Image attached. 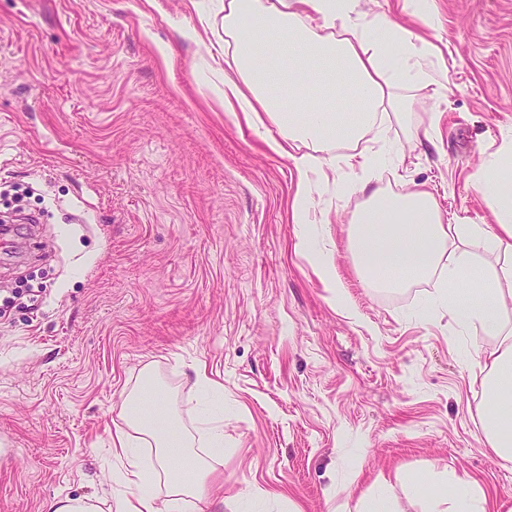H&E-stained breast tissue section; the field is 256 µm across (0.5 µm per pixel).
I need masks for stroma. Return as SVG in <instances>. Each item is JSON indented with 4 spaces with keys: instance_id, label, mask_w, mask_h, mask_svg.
<instances>
[{
    "instance_id": "35a3bbf8",
    "label": "stroma",
    "mask_w": 512,
    "mask_h": 512,
    "mask_svg": "<svg viewBox=\"0 0 512 512\" xmlns=\"http://www.w3.org/2000/svg\"><path fill=\"white\" fill-rule=\"evenodd\" d=\"M428 64L404 123L339 155L401 152L390 192L421 185L444 218L492 223L476 182L512 135V0H429ZM219 0H0V193L37 222L0 252V512H48L112 490L118 407L153 365L182 423L196 369L224 388V459L210 487L241 512H354L386 477L477 479L512 512V460L483 446L482 394L426 280L368 287L350 254L361 197L332 203L324 242L358 318L330 299L288 218L291 160L225 114ZM205 29L186 38V24Z\"/></svg>"
}]
</instances>
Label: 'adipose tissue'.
<instances>
[{
  "label": "adipose tissue",
  "instance_id": "1",
  "mask_svg": "<svg viewBox=\"0 0 512 512\" xmlns=\"http://www.w3.org/2000/svg\"><path fill=\"white\" fill-rule=\"evenodd\" d=\"M414 27L396 24L385 13L365 17L355 0H224V57L229 69L214 93L225 111L247 127H275L267 146L291 160L297 174L291 219L302 231L296 248L312 255L316 274L346 317L344 289L333 274L334 259L321 246L320 227L329 212L317 194L360 192L365 201L355 217L352 252L367 283L401 288L409 279H435L424 309L446 308L460 331L480 328L497 340L471 359L485 412L483 441L497 458L512 459V329L504 313L512 306V139L487 159L478 188L489 199L494 221L445 223L429 191L388 193L377 174L389 161L385 151L333 153L336 143L357 144L384 118L407 111L406 91L415 85L445 88V73L424 70L421 57L431 44L419 35L433 19L426 7L404 0ZM251 27H243V17ZM359 170L356 181L337 178L338 167ZM469 288L470 298L455 296ZM201 398L196 433L182 434L173 447L178 414L164 394L141 402L130 392L119 407L112 436L114 492L107 500L65 497L50 512H217L209 495L215 463L224 457V390L197 372ZM155 452L144 462L140 451ZM423 512H494L472 477L449 473L434 480L423 497Z\"/></svg>",
  "mask_w": 512,
  "mask_h": 512
}]
</instances>
